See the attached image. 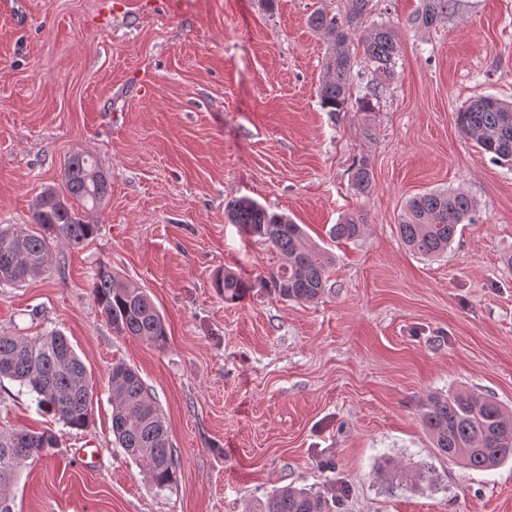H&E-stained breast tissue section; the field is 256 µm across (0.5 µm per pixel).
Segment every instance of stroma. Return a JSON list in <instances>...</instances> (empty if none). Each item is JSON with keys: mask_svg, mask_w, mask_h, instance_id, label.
I'll return each instance as SVG.
<instances>
[{"mask_svg": "<svg viewBox=\"0 0 512 512\" xmlns=\"http://www.w3.org/2000/svg\"><path fill=\"white\" fill-rule=\"evenodd\" d=\"M345 0H14L0 9V226L27 224L71 154L110 179L98 232L58 244L43 275L0 284V334L61 331L94 384L87 425L43 413L0 381V430L51 428L53 456L21 468L17 512H252L289 484L342 490L336 512H512V460L475 471L435 458L422 403L459 388L512 410V164L492 162L456 114L512 102V0H455L436 27L419 0H374L394 27L398 81L369 112H325L328 42L308 24ZM374 179L349 188L354 161ZM460 189L479 221L427 260L401 243L408 198ZM241 197L301 224L336 256L326 294L262 287L224 302L217 276L280 264L230 224ZM363 218L353 243L327 236ZM144 288L169 344L113 333L92 293L99 266ZM135 368L156 399L177 479L159 489L115 442L108 372ZM95 452L84 465L78 449ZM335 469H325L326 461ZM431 463L436 488L379 475Z\"/></svg>", "mask_w": 512, "mask_h": 512, "instance_id": "35a3bbf8", "label": "stroma"}]
</instances>
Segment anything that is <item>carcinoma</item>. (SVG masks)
<instances>
[{
    "mask_svg": "<svg viewBox=\"0 0 512 512\" xmlns=\"http://www.w3.org/2000/svg\"><path fill=\"white\" fill-rule=\"evenodd\" d=\"M454 6L453 0H421L411 24L429 29ZM373 0H346L343 12L330 15L314 11L308 18L316 31L331 37L323 76L318 89L322 109L332 114L348 111L352 98L353 68L347 44L360 40L370 80L359 98V109L369 112L380 89L399 78L400 44L386 23L367 25ZM459 130L475 141L494 162H512V103L493 97L471 101L457 113ZM368 164L352 168L351 188L358 194L372 189ZM109 195V182L93 157L75 152L64 170L61 186L43 192L34 203L33 224L0 230V283L20 285L42 275L52 262V245L62 241L74 248L97 233L86 215L101 208ZM476 205L459 190H433L406 201L398 224L400 239L412 252L439 257L451 246L458 226L474 224ZM231 223L248 237H258L272 246L282 262L263 278V284L283 301L311 303L325 292L333 265L324 248L305 242L300 225L243 197L228 206ZM363 220L347 217L332 225L335 241L356 240L363 235ZM214 288L224 301L235 303L252 291V281L234 273L215 279ZM95 300L112 332L144 339L158 349L168 345L165 321L145 289L118 278L107 266L93 277ZM0 378H8L36 395L37 406L80 429L89 419L93 384L88 370L68 339L58 331L28 337L0 334ZM112 394V433L120 447L146 467L159 489L176 480L173 450L165 424L153 397L138 373L125 364H115L108 375ZM420 421L436 455L472 470H485L512 458V412L500 402L468 390L436 394L427 399ZM57 439L48 430L16 429L0 432V487L11 485L19 469L54 454ZM386 478H405L415 488L437 483L435 468L421 464L412 473H402L387 463ZM253 512H336V496L306 488L284 486L258 501Z\"/></svg>",
    "mask_w": 512,
    "mask_h": 512,
    "instance_id": "obj_1",
    "label": "carcinoma"
}]
</instances>
